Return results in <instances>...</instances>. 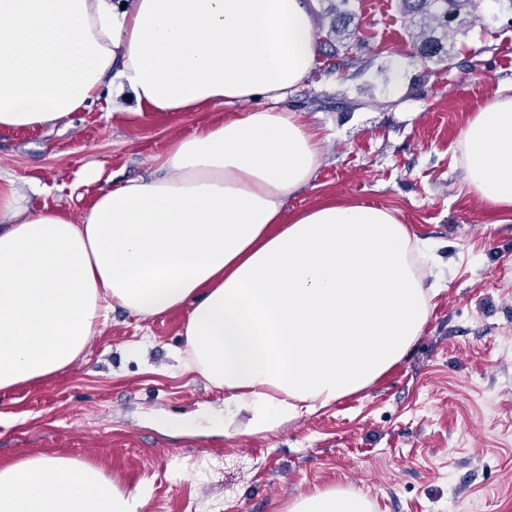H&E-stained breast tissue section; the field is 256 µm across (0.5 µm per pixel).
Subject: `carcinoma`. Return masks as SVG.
Masks as SVG:
<instances>
[{
  "label": "carcinoma",
  "mask_w": 512,
  "mask_h": 512,
  "mask_svg": "<svg viewBox=\"0 0 512 512\" xmlns=\"http://www.w3.org/2000/svg\"><path fill=\"white\" fill-rule=\"evenodd\" d=\"M350 0H340L331 6L333 15L327 36L341 38L347 22L351 21L353 10L349 8ZM404 7L420 16L419 31L413 34L419 56L430 60L444 53L445 42L453 40L450 23L458 21L464 12L473 11L472 0H401ZM443 29V35L435 36L436 29Z\"/></svg>",
  "instance_id": "carcinoma-1"
}]
</instances>
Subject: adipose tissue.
Listing matches in <instances>:
<instances>
[{"label":"adipose tissue","mask_w":512,"mask_h":512,"mask_svg":"<svg viewBox=\"0 0 512 512\" xmlns=\"http://www.w3.org/2000/svg\"><path fill=\"white\" fill-rule=\"evenodd\" d=\"M316 62L306 0H0V128L56 125L107 79L141 111L270 105L175 142L156 171L101 192L80 221L25 206L0 172V390L38 383L84 352L113 307H182L185 364L258 433L355 395L422 335L438 286L420 242L387 209L284 206L310 179L318 134L276 102ZM468 186L512 210V96L463 132ZM67 456L0 465V512H141ZM288 512H373L358 489L303 494Z\"/></svg>","instance_id":"obj_1"}]
</instances>
